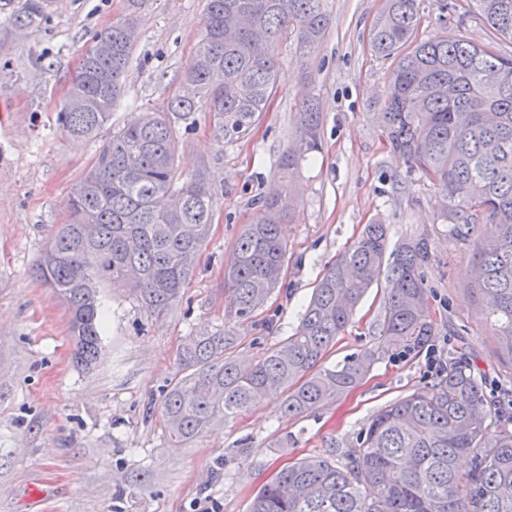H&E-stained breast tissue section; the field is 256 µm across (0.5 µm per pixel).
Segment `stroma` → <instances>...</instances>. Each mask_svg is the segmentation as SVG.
<instances>
[{
	"label": "stroma",
	"mask_w": 512,
	"mask_h": 512,
	"mask_svg": "<svg viewBox=\"0 0 512 512\" xmlns=\"http://www.w3.org/2000/svg\"><path fill=\"white\" fill-rule=\"evenodd\" d=\"M22 0H0V512H249L259 489L289 461L357 447L388 404L438 381L437 366L463 356L496 411L486 431L512 430V360L501 355L470 283L473 242L448 228L437 190L390 148L378 107L389 63L369 47L383 0H330L332 23L306 62L281 40L277 93L251 134L218 145L206 117L182 134L178 172L208 165L219 201L209 243L181 303L154 316L126 288H107L97 367L72 360L64 306L35 268L69 192L90 168L108 131L90 140L63 133L56 116L81 49L119 18L125 0H58L40 27L11 20ZM207 0H145L139 39L111 125L165 106L182 91ZM425 38L445 34L512 54V41L466 0H422ZM324 114L323 150L289 181L295 207L281 226L288 243L283 286L245 323L230 319L224 266L262 194L279 188L277 164L305 100ZM389 227L391 245L428 237L424 270L435 334L407 357L380 336L383 291L371 288L326 363L368 351L380 358L353 390L299 417L283 398L170 447L159 405L190 336L235 330L232 355L247 366L294 335L313 288L364 224ZM43 497H36V490Z\"/></svg>",
	"instance_id": "1"
}]
</instances>
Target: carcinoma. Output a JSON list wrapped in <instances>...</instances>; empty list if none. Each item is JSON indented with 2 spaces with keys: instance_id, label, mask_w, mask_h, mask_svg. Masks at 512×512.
I'll list each match as a JSON object with an SVG mask.
<instances>
[{
  "instance_id": "carcinoma-1",
  "label": "carcinoma",
  "mask_w": 512,
  "mask_h": 512,
  "mask_svg": "<svg viewBox=\"0 0 512 512\" xmlns=\"http://www.w3.org/2000/svg\"><path fill=\"white\" fill-rule=\"evenodd\" d=\"M328 0H208L200 39L183 73L185 93L112 131L70 192L67 223L51 237L37 277L67 307L73 360L91 369L102 352L100 291L131 289L151 313L177 305L195 275L217 205L206 168L177 182L176 124L190 130L204 112L215 142L246 137L266 111L280 72L275 45L294 36L302 62L330 25ZM483 22L512 40V0H469ZM143 0L97 32L81 53L58 114L59 127L93 138L109 122L139 34ZM46 0H23L17 28L45 20ZM420 0H384L369 33L372 52L392 60L382 119L388 142L444 200L453 232L476 235L470 278L501 350L512 357V55L467 40H424ZM322 113L307 102L279 159L287 180L321 150ZM288 187L261 199L224 266L234 316L251 317L282 281L288 251L278 224L289 215ZM428 239L389 250V230L373 222L326 269L296 333L248 368L226 356L234 331L204 333L179 354L184 375L161 402L172 445L201 434L271 395L284 411H316L357 386L375 354L322 367L369 288L385 278L381 332L404 354L434 336L422 269ZM466 362L440 381L390 403L359 447L282 468L250 512H512V431L484 439L492 412ZM480 453L462 474L460 456Z\"/></svg>"
}]
</instances>
